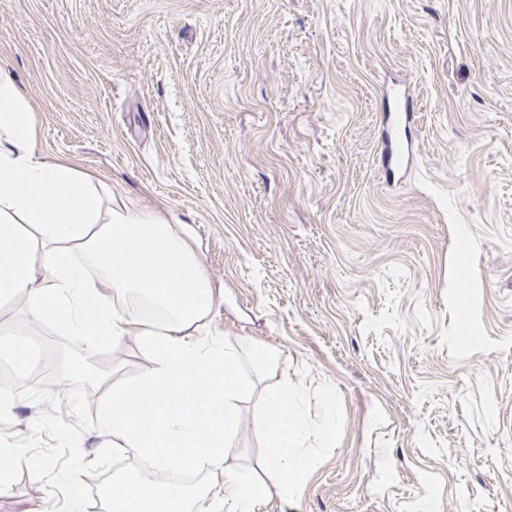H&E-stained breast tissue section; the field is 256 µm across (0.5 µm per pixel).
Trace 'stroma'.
Here are the masks:
<instances>
[{"instance_id": "35a3bbf8", "label": "stroma", "mask_w": 512, "mask_h": 512, "mask_svg": "<svg viewBox=\"0 0 512 512\" xmlns=\"http://www.w3.org/2000/svg\"><path fill=\"white\" fill-rule=\"evenodd\" d=\"M0 58L40 154L197 255L205 335L275 355L230 467L263 468L260 393L298 391L313 464L255 512H512V0H0ZM93 362L94 408L151 367L134 335ZM52 506L26 471L0 492ZM384 120L387 131L381 145V160L386 174L401 169L408 164L413 156L414 146L408 141H403L394 131L407 130L414 120V101L407 88L387 99Z\"/></svg>"}]
</instances>
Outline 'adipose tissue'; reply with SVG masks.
I'll use <instances>...</instances> for the list:
<instances>
[{"instance_id":"ef3b65f1","label":"adipose tissue","mask_w":512,"mask_h":512,"mask_svg":"<svg viewBox=\"0 0 512 512\" xmlns=\"http://www.w3.org/2000/svg\"><path fill=\"white\" fill-rule=\"evenodd\" d=\"M26 299L33 321L81 336L87 353L141 336L152 367L113 387L97 429L138 469L112 479L110 512H192L203 486L147 495L144 475L175 469L224 474L210 512H253L288 498L311 459L297 446L307 428L287 383L265 393L258 432L272 485L228 468L246 390L245 365L271 370L272 354L201 336L214 298L197 257L160 216L115 207L78 168L42 157L26 97L0 71V306Z\"/></svg>"}]
</instances>
